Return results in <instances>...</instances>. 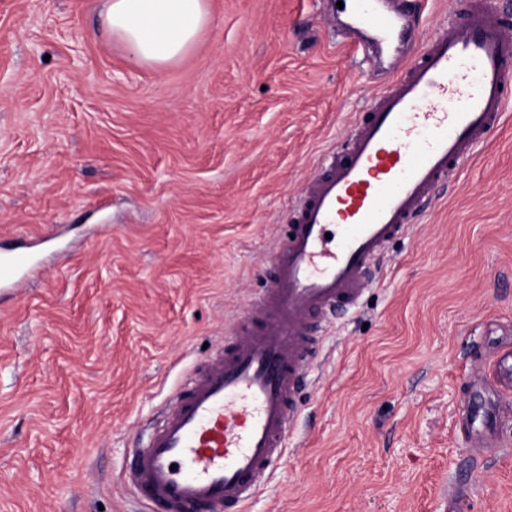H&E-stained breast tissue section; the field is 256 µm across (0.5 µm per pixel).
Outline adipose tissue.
<instances>
[{
    "label": "adipose tissue",
    "mask_w": 512,
    "mask_h": 512,
    "mask_svg": "<svg viewBox=\"0 0 512 512\" xmlns=\"http://www.w3.org/2000/svg\"><path fill=\"white\" fill-rule=\"evenodd\" d=\"M101 27L137 62L163 65L184 55L207 25V0H105Z\"/></svg>",
    "instance_id": "obj_1"
}]
</instances>
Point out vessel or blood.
Masks as SVG:
<instances>
[{
	"label": "vessel or blood",
	"instance_id": "obj_1",
	"mask_svg": "<svg viewBox=\"0 0 512 512\" xmlns=\"http://www.w3.org/2000/svg\"><path fill=\"white\" fill-rule=\"evenodd\" d=\"M382 2L343 0L373 34L344 44L390 57L392 80L293 201L268 287L131 453L122 479L153 512H242L286 452L321 319L358 302L387 245L409 234L435 187L512 107V28L485 0H469L407 64L416 30L407 0ZM36 270L28 252L0 253V287ZM493 366L497 386L512 391V348ZM491 420L471 394L470 447H492Z\"/></svg>",
	"mask_w": 512,
	"mask_h": 512
}]
</instances>
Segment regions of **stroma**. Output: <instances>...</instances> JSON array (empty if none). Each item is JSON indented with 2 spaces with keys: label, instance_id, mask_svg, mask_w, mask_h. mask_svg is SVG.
I'll use <instances>...</instances> for the list:
<instances>
[{
  "label": "stroma",
  "instance_id": "1",
  "mask_svg": "<svg viewBox=\"0 0 512 512\" xmlns=\"http://www.w3.org/2000/svg\"><path fill=\"white\" fill-rule=\"evenodd\" d=\"M177 61L96 29L104 0H0V246L39 271L0 301V512H149L120 480L267 281L289 203L382 83L326 0H207ZM418 0L415 58L449 10ZM287 455L243 512H512L498 445L459 418L512 348V114L320 333Z\"/></svg>",
  "mask_w": 512,
  "mask_h": 512
}]
</instances>
